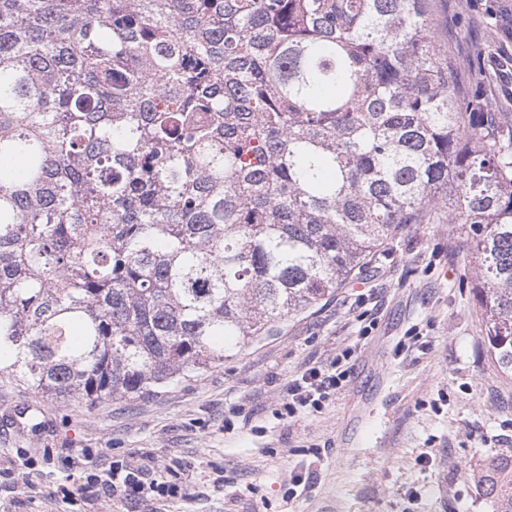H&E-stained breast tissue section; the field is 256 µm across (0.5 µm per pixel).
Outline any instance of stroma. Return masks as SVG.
I'll return each instance as SVG.
<instances>
[{
  "instance_id": "35a3bbf8",
  "label": "stroma",
  "mask_w": 512,
  "mask_h": 512,
  "mask_svg": "<svg viewBox=\"0 0 512 512\" xmlns=\"http://www.w3.org/2000/svg\"><path fill=\"white\" fill-rule=\"evenodd\" d=\"M464 87L512 124V0H430ZM472 258L447 220L409 224L311 312L157 395L89 408L0 380V512H496L477 475L512 450V380L483 340ZM351 351L321 411L273 414L304 368ZM151 458L173 497L102 481Z\"/></svg>"
}]
</instances>
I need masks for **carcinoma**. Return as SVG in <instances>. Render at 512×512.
I'll list each match as a JSON object with an SVG mask.
<instances>
[{
    "label": "carcinoma",
    "mask_w": 512,
    "mask_h": 512,
    "mask_svg": "<svg viewBox=\"0 0 512 512\" xmlns=\"http://www.w3.org/2000/svg\"><path fill=\"white\" fill-rule=\"evenodd\" d=\"M448 206L512 376V126L428 0H0V374L65 403L224 362ZM512 512V453L479 474Z\"/></svg>",
    "instance_id": "cac0c4a2"
}]
</instances>
